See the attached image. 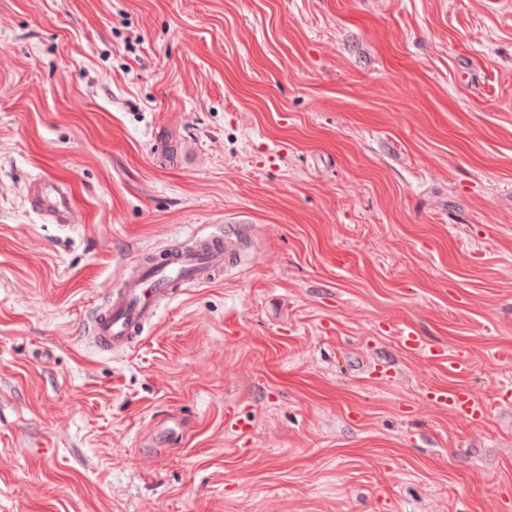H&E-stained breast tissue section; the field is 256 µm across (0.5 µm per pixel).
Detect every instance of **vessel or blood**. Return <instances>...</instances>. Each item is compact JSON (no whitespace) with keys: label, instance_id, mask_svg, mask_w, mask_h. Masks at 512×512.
<instances>
[{"label":"vessel or blood","instance_id":"vessel-or-blood-1","mask_svg":"<svg viewBox=\"0 0 512 512\" xmlns=\"http://www.w3.org/2000/svg\"><path fill=\"white\" fill-rule=\"evenodd\" d=\"M27 199L35 212L55 223L68 224L74 198L66 184L33 180L28 186ZM190 240L191 248L158 259L137 275L123 279L111 291L93 324V344L109 352L130 349L144 328L156 319L157 298L189 284L208 283L223 273L229 256L224 237L199 233L191 235ZM401 345L407 350L425 351L429 360L447 365L450 372L461 373L467 368L464 360L449 358L442 350L425 348L413 329L403 331ZM427 399L436 408L457 411L475 423L483 422L489 413L488 402L466 390L435 389L428 393Z\"/></svg>","mask_w":512,"mask_h":512}]
</instances>
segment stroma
Instances as JSON below:
<instances>
[{
    "instance_id": "stroma-1",
    "label": "stroma",
    "mask_w": 512,
    "mask_h": 512,
    "mask_svg": "<svg viewBox=\"0 0 512 512\" xmlns=\"http://www.w3.org/2000/svg\"><path fill=\"white\" fill-rule=\"evenodd\" d=\"M195 227L245 264L88 343ZM509 389L512 0H0V512H512ZM27 199L35 212L47 216L56 224H68L74 198L66 184L33 180L28 186ZM401 345L406 350H425L429 360L436 361L442 365L448 363V371L453 373H462L468 367V364L464 360L448 358V354L445 351L435 348L426 349L420 336H418L417 332L412 328H406L403 331ZM427 400L437 409L457 411L473 423H482L489 413L488 402L466 390L434 389L428 393Z\"/></svg>"
}]
</instances>
